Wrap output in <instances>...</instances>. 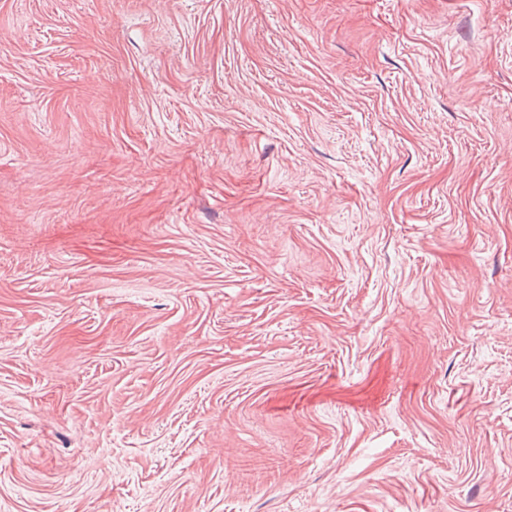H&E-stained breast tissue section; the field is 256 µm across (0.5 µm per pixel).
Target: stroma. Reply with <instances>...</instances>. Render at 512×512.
I'll return each mask as SVG.
<instances>
[{
  "instance_id": "35a3bbf8",
  "label": "stroma",
  "mask_w": 512,
  "mask_h": 512,
  "mask_svg": "<svg viewBox=\"0 0 512 512\" xmlns=\"http://www.w3.org/2000/svg\"><path fill=\"white\" fill-rule=\"evenodd\" d=\"M0 512H512V0H0Z\"/></svg>"
}]
</instances>
